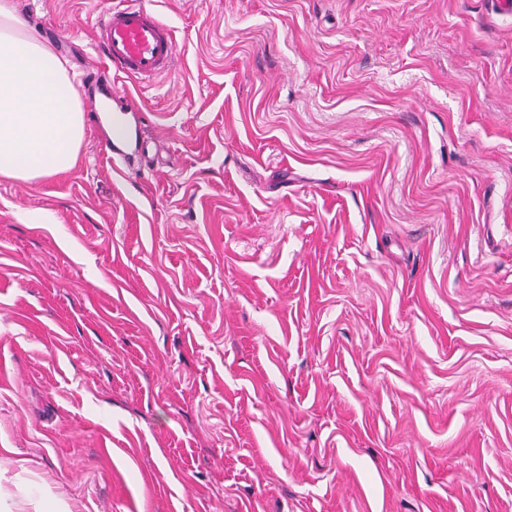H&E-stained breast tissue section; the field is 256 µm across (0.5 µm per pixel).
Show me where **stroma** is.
<instances>
[{"mask_svg": "<svg viewBox=\"0 0 512 512\" xmlns=\"http://www.w3.org/2000/svg\"><path fill=\"white\" fill-rule=\"evenodd\" d=\"M70 73L120 0H19ZM144 155L0 178L12 512H512V11L145 0Z\"/></svg>", "mask_w": 512, "mask_h": 512, "instance_id": "obj_1", "label": "stroma"}]
</instances>
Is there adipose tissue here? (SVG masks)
I'll return each mask as SVG.
<instances>
[{"instance_id":"adipose-tissue-1","label":"adipose tissue","mask_w":512,"mask_h":512,"mask_svg":"<svg viewBox=\"0 0 512 512\" xmlns=\"http://www.w3.org/2000/svg\"><path fill=\"white\" fill-rule=\"evenodd\" d=\"M81 94L17 0H0V177L31 182L70 171L84 140Z\"/></svg>"}]
</instances>
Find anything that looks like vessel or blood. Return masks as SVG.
I'll list each match as a JSON object with an SVG mask.
<instances>
[{"instance_id": "1", "label": "vessel or blood", "mask_w": 512, "mask_h": 512, "mask_svg": "<svg viewBox=\"0 0 512 512\" xmlns=\"http://www.w3.org/2000/svg\"><path fill=\"white\" fill-rule=\"evenodd\" d=\"M96 30L113 75L150 80L173 67L177 49L172 32L143 0H124L104 10Z\"/></svg>"}]
</instances>
